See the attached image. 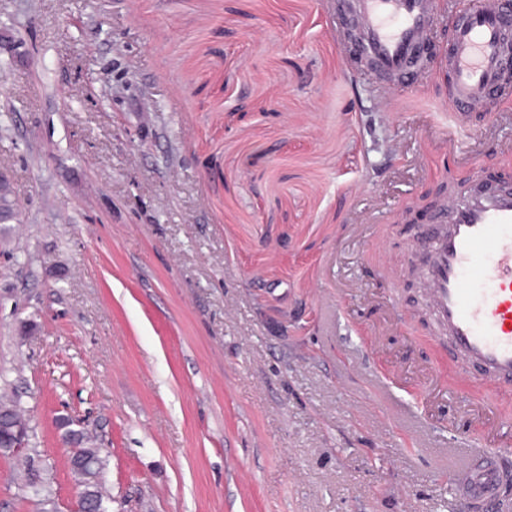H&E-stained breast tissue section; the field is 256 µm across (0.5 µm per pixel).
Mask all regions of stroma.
<instances>
[{
    "instance_id": "stroma-1",
    "label": "stroma",
    "mask_w": 512,
    "mask_h": 512,
    "mask_svg": "<svg viewBox=\"0 0 512 512\" xmlns=\"http://www.w3.org/2000/svg\"><path fill=\"white\" fill-rule=\"evenodd\" d=\"M0 390L60 512L58 424L98 437L111 512H458V404L415 225L512 171V99L448 129L442 64L383 105L332 0H0ZM0 512H42L0 455Z\"/></svg>"
}]
</instances>
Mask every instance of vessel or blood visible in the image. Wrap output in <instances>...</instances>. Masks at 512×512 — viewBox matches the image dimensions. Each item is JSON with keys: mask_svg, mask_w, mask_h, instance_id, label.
<instances>
[{"mask_svg": "<svg viewBox=\"0 0 512 512\" xmlns=\"http://www.w3.org/2000/svg\"><path fill=\"white\" fill-rule=\"evenodd\" d=\"M355 22L348 43L352 60L376 78L387 102L432 70L429 51L436 23L435 0H350L337 14V30ZM512 62V19L495 0H472L451 30L444 67L448 93V138L455 145L471 112L512 95L501 74ZM423 276L438 334L473 376L465 383L512 382V189L475 181L467 194L445 199L428 223L418 226L409 246ZM449 468L454 501L483 512L512 479V442L496 451L455 448Z\"/></svg>", "mask_w": 512, "mask_h": 512, "instance_id": "1", "label": "vessel or blood"}]
</instances>
